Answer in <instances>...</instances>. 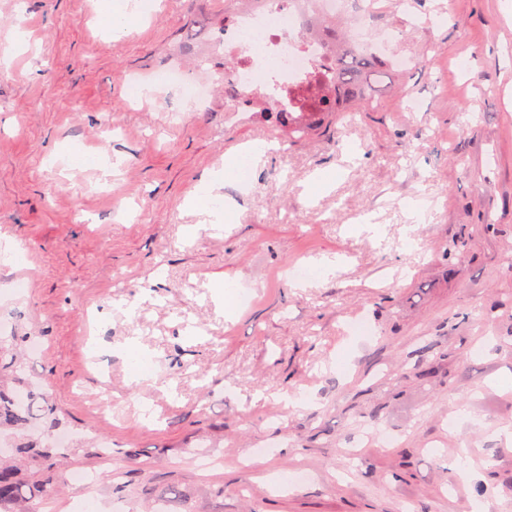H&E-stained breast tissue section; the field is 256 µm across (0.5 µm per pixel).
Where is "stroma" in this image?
Masks as SVG:
<instances>
[{
    "label": "stroma",
    "instance_id": "35a3bbf8",
    "mask_svg": "<svg viewBox=\"0 0 512 512\" xmlns=\"http://www.w3.org/2000/svg\"><path fill=\"white\" fill-rule=\"evenodd\" d=\"M374 2L417 60L390 79L422 111L338 114L284 154L266 116H225L223 87L191 110L152 80L223 71L233 0H166L118 38L101 0H0V234L21 243L8 268L26 284L0 291V336L18 313L41 330L28 373L77 436L111 444L72 463L93 473L100 512H144L173 485L197 512H512L497 434L512 427V13L416 0L444 18L419 31ZM132 78L151 97L130 102ZM258 141L235 222L212 229L198 185ZM368 213L375 242L357 230ZM357 319L370 335L351 334ZM131 347L155 357L152 378L134 379ZM104 392L116 412L98 410ZM203 446L223 463L197 469Z\"/></svg>",
    "mask_w": 512,
    "mask_h": 512
}]
</instances>
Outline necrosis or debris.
Wrapping results in <instances>:
<instances>
[{
	"label": "necrosis or debris",
	"instance_id": "obj_1",
	"mask_svg": "<svg viewBox=\"0 0 512 512\" xmlns=\"http://www.w3.org/2000/svg\"><path fill=\"white\" fill-rule=\"evenodd\" d=\"M342 14L360 30L376 25L364 0H239L224 16V81L239 93L225 111H316L317 82L336 60L319 24Z\"/></svg>",
	"mask_w": 512,
	"mask_h": 512
}]
</instances>
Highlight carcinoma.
Segmentation results:
<instances>
[{
	"label": "carcinoma",
	"mask_w": 512,
	"mask_h": 512,
	"mask_svg": "<svg viewBox=\"0 0 512 512\" xmlns=\"http://www.w3.org/2000/svg\"><path fill=\"white\" fill-rule=\"evenodd\" d=\"M384 70L378 55L360 51L336 54V63L325 76L328 92L319 99V112H273L276 126L288 128V143L295 142L294 133L320 123L324 116L339 111L336 93H341L350 106L363 103L374 112H383L394 99L408 95L405 86H394L380 99L370 94L382 91ZM23 325L15 324L10 336H0V434L8 431L9 448H0V512H39L40 507L60 494L66 484L67 461L72 456L101 459L99 443L79 440L73 448H57L55 432L62 427L60 410L48 386L31 380L24 372L22 349L39 337L22 333ZM23 393L26 401H16ZM168 498L178 501L177 510L161 503L151 512H194L191 501L184 498L178 486L169 488Z\"/></svg>",
	"instance_id": "obj_1"
}]
</instances>
